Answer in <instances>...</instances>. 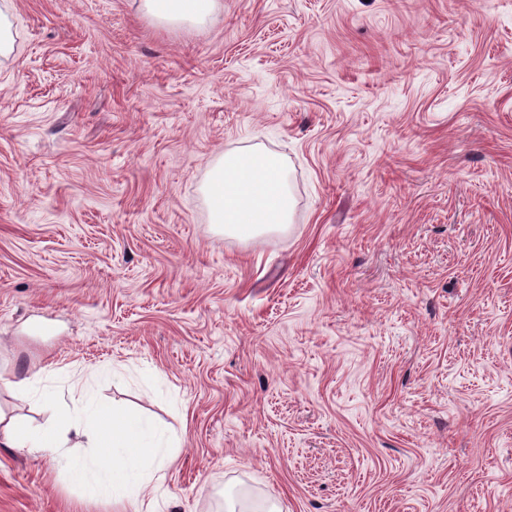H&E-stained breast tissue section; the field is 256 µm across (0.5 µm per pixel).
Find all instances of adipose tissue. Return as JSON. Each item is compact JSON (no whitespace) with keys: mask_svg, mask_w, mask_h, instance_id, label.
<instances>
[{"mask_svg":"<svg viewBox=\"0 0 512 512\" xmlns=\"http://www.w3.org/2000/svg\"><path fill=\"white\" fill-rule=\"evenodd\" d=\"M148 13L167 25L205 26L217 0H144ZM213 223L225 232L249 238L281 231L292 222L289 175L280 156L264 151L227 153L209 171L205 185ZM80 437L72 462L81 475L111 493L123 512H141V492L158 471L175 459L176 438L154 420L117 414L98 406L64 410L53 426L19 432L12 423L0 427V446L31 453L64 448Z\"/></svg>","mask_w":512,"mask_h":512,"instance_id":"obj_1","label":"adipose tissue"}]
</instances>
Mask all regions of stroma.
Masks as SVG:
<instances>
[{"label":"stroma","instance_id":"stroma-1","mask_svg":"<svg viewBox=\"0 0 512 512\" xmlns=\"http://www.w3.org/2000/svg\"><path fill=\"white\" fill-rule=\"evenodd\" d=\"M0 19L1 417L158 420L142 512H512V0ZM251 149L293 221L243 239L204 187ZM0 512L114 509L0 447Z\"/></svg>","mask_w":512,"mask_h":512}]
</instances>
